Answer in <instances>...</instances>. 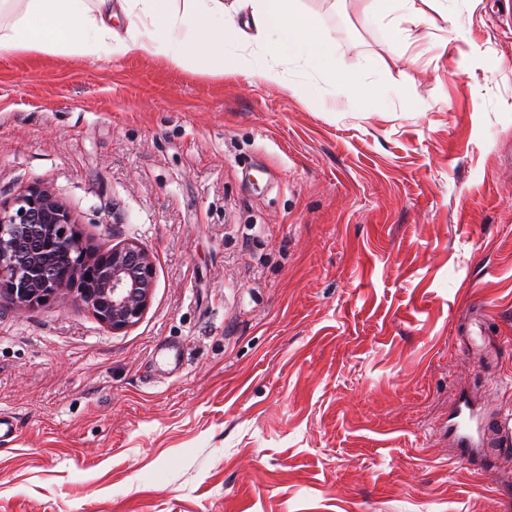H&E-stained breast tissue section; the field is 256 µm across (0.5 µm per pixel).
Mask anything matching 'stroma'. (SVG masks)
<instances>
[{
    "instance_id": "obj_1",
    "label": "stroma",
    "mask_w": 512,
    "mask_h": 512,
    "mask_svg": "<svg viewBox=\"0 0 512 512\" xmlns=\"http://www.w3.org/2000/svg\"><path fill=\"white\" fill-rule=\"evenodd\" d=\"M318 76L0 55V199L32 184L155 288L115 332L0 301V512H507L512 0H298ZM453 419V445L459 449L448 459L456 464L471 465L475 455L486 445L485 429L477 418L474 406L466 398L457 401ZM493 449L499 456H508L512 451V421L511 419H497L494 424Z\"/></svg>"
}]
</instances>
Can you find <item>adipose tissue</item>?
Listing matches in <instances>:
<instances>
[{
	"label": "adipose tissue",
	"instance_id": "ef3b65f1",
	"mask_svg": "<svg viewBox=\"0 0 512 512\" xmlns=\"http://www.w3.org/2000/svg\"><path fill=\"white\" fill-rule=\"evenodd\" d=\"M250 30L240 28L224 0H0V53L70 55L90 61L145 52L189 59L203 70L224 68V43L279 36V52L310 72L336 68V55L296 8V0H250ZM126 26H112L115 12Z\"/></svg>",
	"mask_w": 512,
	"mask_h": 512
}]
</instances>
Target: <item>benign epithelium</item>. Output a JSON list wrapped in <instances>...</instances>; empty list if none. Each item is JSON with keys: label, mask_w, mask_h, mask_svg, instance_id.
Segmentation results:
<instances>
[{"label": "benign epithelium", "mask_w": 512, "mask_h": 512, "mask_svg": "<svg viewBox=\"0 0 512 512\" xmlns=\"http://www.w3.org/2000/svg\"><path fill=\"white\" fill-rule=\"evenodd\" d=\"M154 281V262L138 242L93 250L48 189L29 186L0 201V299L33 307L66 298L122 331L147 311Z\"/></svg>", "instance_id": "obj_1"}]
</instances>
